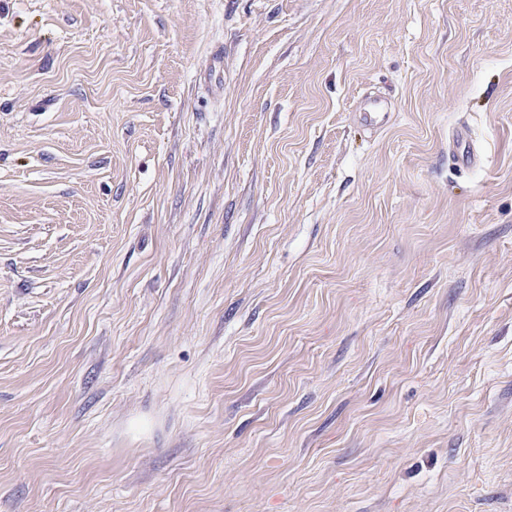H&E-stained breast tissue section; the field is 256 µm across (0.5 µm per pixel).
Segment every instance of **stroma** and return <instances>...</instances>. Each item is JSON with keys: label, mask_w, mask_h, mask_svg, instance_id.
<instances>
[{"label": "stroma", "mask_w": 512, "mask_h": 512, "mask_svg": "<svg viewBox=\"0 0 512 512\" xmlns=\"http://www.w3.org/2000/svg\"><path fill=\"white\" fill-rule=\"evenodd\" d=\"M0 512H512V0H0ZM391 107L388 101L377 97H364L357 102L355 112L361 124L368 129L388 121Z\"/></svg>", "instance_id": "35a3bbf8"}]
</instances>
